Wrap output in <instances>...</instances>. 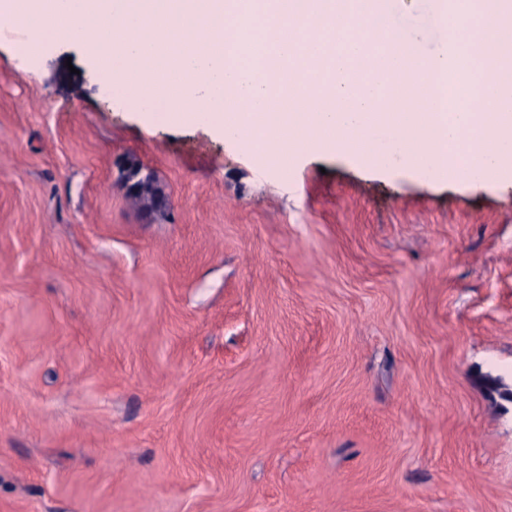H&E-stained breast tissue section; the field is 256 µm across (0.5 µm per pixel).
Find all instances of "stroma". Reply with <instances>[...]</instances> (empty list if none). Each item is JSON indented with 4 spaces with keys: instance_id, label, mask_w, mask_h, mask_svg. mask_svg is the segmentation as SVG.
Returning <instances> with one entry per match:
<instances>
[{
    "instance_id": "35a3bbf8",
    "label": "stroma",
    "mask_w": 512,
    "mask_h": 512,
    "mask_svg": "<svg viewBox=\"0 0 512 512\" xmlns=\"http://www.w3.org/2000/svg\"><path fill=\"white\" fill-rule=\"evenodd\" d=\"M393 22L431 54L429 0ZM0 29V512H512V171L269 167ZM170 210L132 208L127 159Z\"/></svg>"
}]
</instances>
